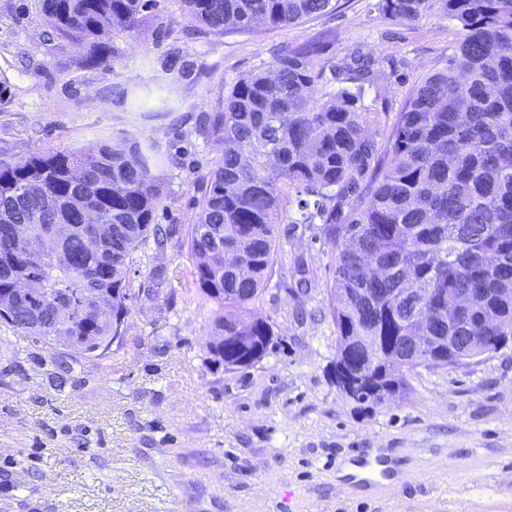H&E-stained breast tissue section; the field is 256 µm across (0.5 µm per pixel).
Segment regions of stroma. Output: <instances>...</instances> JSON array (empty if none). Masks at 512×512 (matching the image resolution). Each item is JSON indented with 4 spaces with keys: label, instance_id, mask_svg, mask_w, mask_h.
Instances as JSON below:
<instances>
[{
    "label": "stroma",
    "instance_id": "stroma-1",
    "mask_svg": "<svg viewBox=\"0 0 512 512\" xmlns=\"http://www.w3.org/2000/svg\"><path fill=\"white\" fill-rule=\"evenodd\" d=\"M373 0L247 35L190 39L182 0H157L133 34H104L111 68L82 67L37 0H0V152L91 150L106 136L152 138L179 157L162 170L174 202L156 221L164 248L138 252L123 344L61 372L58 354L0 321V512H512V345L461 368L424 366L403 397L356 408L336 386L329 312L330 245L308 224L279 225L278 263L252 307L279 344L244 373L212 362V305L184 244L199 177L219 156L191 128L224 84L276 48L323 31L325 58L360 51L381 63L376 102L385 140L413 88L444 68L459 29L440 13L397 24L369 18ZM177 87L170 115L148 120L116 103ZM66 375L57 390L58 375ZM381 459L390 485L345 481L351 459Z\"/></svg>",
    "mask_w": 512,
    "mask_h": 512
}]
</instances>
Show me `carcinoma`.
<instances>
[{"label": "carcinoma", "instance_id": "carcinoma-1", "mask_svg": "<svg viewBox=\"0 0 512 512\" xmlns=\"http://www.w3.org/2000/svg\"><path fill=\"white\" fill-rule=\"evenodd\" d=\"M156 0H38L58 38L86 52L82 66H108L100 37L134 32ZM198 35L249 33L336 10L340 0H183ZM382 18L412 22L434 11L459 27L448 65L411 94L385 142L370 134L380 64L358 51L318 67L328 36L278 50L272 75L254 69L224 84V99L194 132L223 148L201 177L187 245L194 283L214 304L207 351L226 372H244L276 344L273 326L243 317L276 264L277 225L317 224L331 244L336 385L350 401L381 405L407 389L419 366L496 353L512 336V0H376ZM320 98L310 97L316 86ZM172 163L150 138L109 136L90 151L60 145L23 163L0 157V320L74 358L104 356L123 341L135 254L164 246L156 212L174 198L155 171ZM82 191L112 215L102 249L85 248L70 201ZM296 203L298 217L287 205ZM50 226L77 265L26 254L10 228ZM31 276L35 305L17 291ZM475 298L471 311L454 305ZM74 303L67 323L54 302ZM439 336L430 352L410 336ZM376 336L364 350L354 338ZM456 340L448 345V337Z\"/></svg>", "mask_w": 512, "mask_h": 512}]
</instances>
